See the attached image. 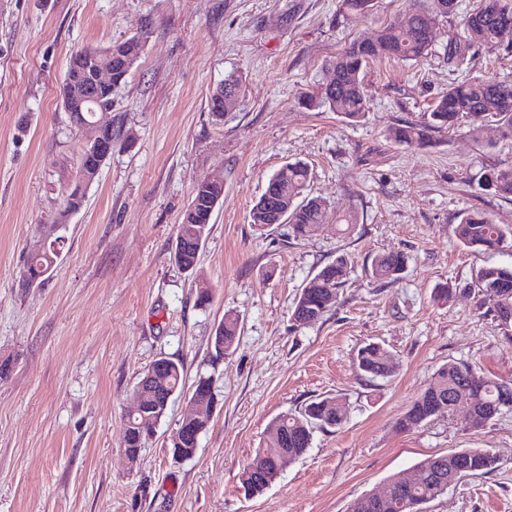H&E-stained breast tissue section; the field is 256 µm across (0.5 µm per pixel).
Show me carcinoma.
Returning a JSON list of instances; mask_svg holds the SVG:
<instances>
[{"mask_svg":"<svg viewBox=\"0 0 512 512\" xmlns=\"http://www.w3.org/2000/svg\"><path fill=\"white\" fill-rule=\"evenodd\" d=\"M457 0H418V6L403 26H388L367 36L353 40L329 62L334 72L332 84L323 85L317 92L305 94L302 103L310 108H325L348 120H357L369 110L370 97L362 83L364 69L374 59L384 56L404 62H419L432 51L431 28L440 17L455 12ZM467 36L448 50L455 57L452 65L469 54L474 45L496 42L504 31L512 30V0H478L476 7L464 18ZM143 52L140 38L133 36L119 44L100 48H87L75 53L60 88L61 98L69 101L66 109L74 127L91 120L90 108L112 106V88L125 82L131 64ZM108 60L112 66V85L97 86L94 69L99 60ZM239 80L232 74L211 97V111L227 112L232 105L226 102L231 95H239ZM499 122L502 134L512 139V80L483 76L460 81L450 87L431 106L428 120L392 126L388 137L405 146H425L432 134L447 131L462 118L472 122L486 118ZM99 163L94 155L82 151L77 173H85L84 183H93L98 176ZM310 181L308 166L301 162L287 163L268 180L262 197L266 205L256 203L251 211V222L262 229L270 224H289L297 237L316 234L324 224L327 205L318 197L299 198ZM484 189L501 197H512V167L491 168L482 175ZM224 196V183L208 177L197 182L191 203L184 211L175 244L183 245L180 267L191 273L198 272V256L192 249L199 240L207 239L211 225L208 200ZM454 233L463 247L474 252L491 251L499 247L512 228L492 223L482 212L472 210L461 213ZM56 253L46 251L29 257L25 274L32 283L44 277L54 263ZM347 262L338 257L324 265L300 289L293 301L292 316L296 323L314 322L333 306L337 292L346 276ZM406 268L402 253L375 255L367 273L372 280L393 283L401 278ZM474 285L478 293L492 301L493 318L504 327L512 326V264L489 263L475 269ZM224 328L222 342H213L215 359L227 354L238 341L239 317L224 315L220 322ZM386 349L370 343L357 355L358 367L369 379L391 376ZM165 380L158 393H177L184 386V367L181 362L167 358ZM459 387H467L475 397L473 412L468 423L473 428L485 426L512 408V383H503L482 376L471 366L449 362L436 370L431 380L420 391L408 410L396 422L402 432L416 428L420 423L450 412L448 395ZM199 400L207 405L218 403L213 379L199 377L194 386ZM156 396L149 395L143 412L128 415L123 443L128 448H144L155 425L165 417L156 411ZM347 415L345 402L338 396L313 400L295 412L276 417L266 431L263 448L243 467L239 480L244 494L254 497L266 489L264 479L283 472L282 462L290 464L302 457L310 447L315 429L340 425ZM497 467V459L484 448H462L434 458V468L422 462L412 468L414 480L403 489L393 488L389 506L380 512H417L419 506L442 496L457 482L459 470L466 474L487 473Z\"/></svg>","mask_w":512,"mask_h":512,"instance_id":"obj_1","label":"carcinoma"}]
</instances>
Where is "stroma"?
I'll list each match as a JSON object with an SVG mask.
<instances>
[{
  "label": "stroma",
  "instance_id": "obj_1",
  "mask_svg": "<svg viewBox=\"0 0 512 512\" xmlns=\"http://www.w3.org/2000/svg\"><path fill=\"white\" fill-rule=\"evenodd\" d=\"M477 0L439 18L432 54L415 64L379 58L362 77L373 104L360 121L306 108L330 82V55L380 27L407 22L414 0H0V512H347L404 471L460 448H488L489 473L461 479L422 512H512V411L479 429L466 407L400 432L395 421L435 370L454 361L512 382V327L472 283L475 267L512 261L460 246V213L512 225V201L479 178L512 166V141L489 118L401 146L397 123L426 121L431 102L465 76L512 79V33L472 50L450 71L445 51ZM140 37L144 52L114 88L112 153L65 213L83 134L60 106L72 54ZM242 80L238 107L215 122L212 92ZM307 163L310 196L326 220L310 237L250 219L269 177ZM224 181L198 276L171 259L196 183ZM355 215L356 222L343 219ZM62 237L43 282L26 262L47 235ZM407 258L400 280L376 283L372 256ZM345 257L335 305L300 325L292 304L324 264ZM212 291L196 303L198 281ZM450 297L438 299L437 289ZM242 322L233 352L211 357L225 314ZM369 343L393 357L366 379ZM181 361L186 384L213 376L218 406L195 456L177 463L168 439L187 410L175 396L136 467L123 453L135 387L155 359ZM347 417L318 430L306 454L260 495L239 474L270 423L325 396ZM389 354L386 349L375 343L362 347L357 355L359 370L366 378L385 379L391 376L393 370L388 366Z\"/></svg>",
  "mask_w": 512,
  "mask_h": 512
}]
</instances>
